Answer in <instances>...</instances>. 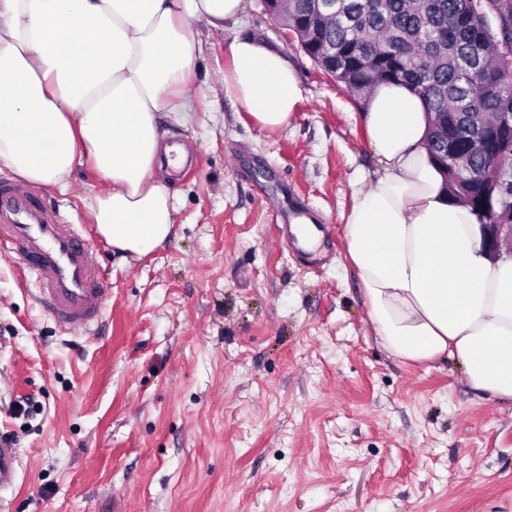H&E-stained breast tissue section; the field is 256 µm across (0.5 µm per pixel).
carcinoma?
<instances>
[{
  "label": "carcinoma",
  "instance_id": "cac0c4a2",
  "mask_svg": "<svg viewBox=\"0 0 512 512\" xmlns=\"http://www.w3.org/2000/svg\"><path fill=\"white\" fill-rule=\"evenodd\" d=\"M350 17L327 20L315 0H289L281 21L303 52L356 100L366 99L381 82H405L431 113L446 112L448 127L433 125L429 146L460 149L475 169L487 166L480 128L465 112L512 113V64H502V46L512 43V0H345ZM495 7L492 29L487 5ZM453 199L491 217L480 203L483 186L473 187L449 173Z\"/></svg>",
  "mask_w": 512,
  "mask_h": 512
}]
</instances>
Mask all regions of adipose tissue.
Here are the masks:
<instances>
[{
    "label": "adipose tissue",
    "instance_id": "1",
    "mask_svg": "<svg viewBox=\"0 0 512 512\" xmlns=\"http://www.w3.org/2000/svg\"><path fill=\"white\" fill-rule=\"evenodd\" d=\"M246 0H0V166L68 189L76 167L107 183L89 197L97 233L142 256L173 230L176 194L159 161V116L194 108L192 22L223 30ZM226 98L265 129L301 96L280 52L228 46ZM431 116L404 84L382 83L363 115L379 168L353 192L346 251L383 347L462 367L478 395L512 403V254L491 257L471 209L431 160Z\"/></svg>",
    "mask_w": 512,
    "mask_h": 512
}]
</instances>
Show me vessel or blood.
Returning a JSON list of instances; mask_svg holds the SVG:
<instances>
[{
    "label": "vessel or blood",
    "mask_w": 512,
    "mask_h": 512,
    "mask_svg": "<svg viewBox=\"0 0 512 512\" xmlns=\"http://www.w3.org/2000/svg\"><path fill=\"white\" fill-rule=\"evenodd\" d=\"M0 249L20 256L41 305L68 331H87L103 314L111 284L82 225L73 223L34 186L0 177ZM20 458L0 442V497L18 482Z\"/></svg>",
    "instance_id": "obj_1"
}]
</instances>
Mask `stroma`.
I'll return each instance as SVG.
<instances>
[{"instance_id": "obj_1", "label": "stroma", "mask_w": 512, "mask_h": 512, "mask_svg": "<svg viewBox=\"0 0 512 512\" xmlns=\"http://www.w3.org/2000/svg\"><path fill=\"white\" fill-rule=\"evenodd\" d=\"M192 30L195 110L160 123L194 162L169 172L170 237L122 258L83 202L104 188L94 174L48 192L112 284L99 327L62 329L0 250V429L22 460L9 512H512V405L453 360L390 356L368 317L343 237L376 169L362 107L259 0L223 32ZM237 36L298 73L281 129L219 86ZM288 199L324 228L310 254L287 242Z\"/></svg>"}]
</instances>
